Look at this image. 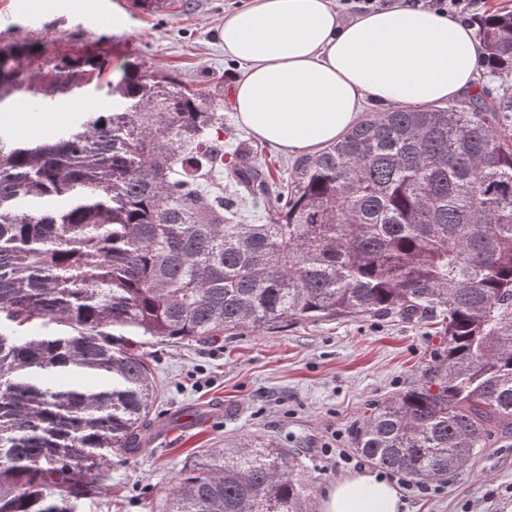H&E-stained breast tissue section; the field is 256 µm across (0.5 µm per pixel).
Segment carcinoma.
Instances as JSON below:
<instances>
[{"label": "carcinoma", "instance_id": "obj_1", "mask_svg": "<svg viewBox=\"0 0 512 512\" xmlns=\"http://www.w3.org/2000/svg\"><path fill=\"white\" fill-rule=\"evenodd\" d=\"M0 61V101L70 94L99 56ZM500 92L364 116L291 184L224 151V111L137 61L103 80L117 108L37 141L0 130V512H74L112 451L145 440L156 384L112 329L162 341L338 316L436 320L443 351L353 435L371 463L440 480L512 433V11L481 23ZM225 171L273 197L260 224L208 191ZM290 454L249 438L199 452L167 512H307Z\"/></svg>", "mask_w": 512, "mask_h": 512}]
</instances>
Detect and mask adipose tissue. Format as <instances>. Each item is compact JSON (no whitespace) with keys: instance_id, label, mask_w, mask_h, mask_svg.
Returning a JSON list of instances; mask_svg holds the SVG:
<instances>
[{"instance_id":"ef3b65f1","label":"adipose tissue","mask_w":512,"mask_h":512,"mask_svg":"<svg viewBox=\"0 0 512 512\" xmlns=\"http://www.w3.org/2000/svg\"><path fill=\"white\" fill-rule=\"evenodd\" d=\"M224 53L240 122L291 154L336 141L364 104L420 107L476 93L472 27L405 0L344 19L333 0H251L225 14ZM397 484L372 470L337 479L321 512H401Z\"/></svg>"}]
</instances>
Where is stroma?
<instances>
[{"label":"stroma","instance_id":"obj_1","mask_svg":"<svg viewBox=\"0 0 512 512\" xmlns=\"http://www.w3.org/2000/svg\"><path fill=\"white\" fill-rule=\"evenodd\" d=\"M249 0H167L156 12L132 0H0V50L21 40L49 52L135 60L175 74L223 103L225 150L253 141L229 108L239 63L218 33L226 13ZM106 88L33 101L0 102V129L29 140L63 127L76 112H97ZM158 389L150 419L169 429L132 454L113 455L108 478L78 512H166L171 481L204 448L244 436L275 439L295 461L308 512L338 478L368 467L352 431L374 405L405 390L443 347L430 320L348 316L304 321L265 333L211 341L133 337ZM404 512H512V434L442 480L402 486Z\"/></svg>","mask_w":512,"mask_h":512}]
</instances>
